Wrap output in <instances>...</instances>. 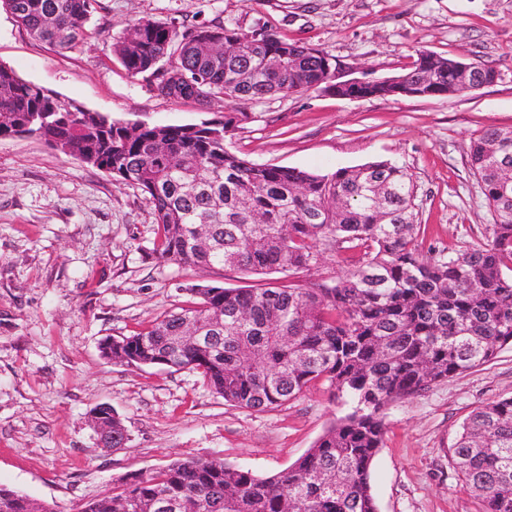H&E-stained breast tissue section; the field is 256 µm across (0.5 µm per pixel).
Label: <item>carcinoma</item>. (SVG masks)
Returning <instances> with one entry per match:
<instances>
[{
    "mask_svg": "<svg viewBox=\"0 0 512 512\" xmlns=\"http://www.w3.org/2000/svg\"><path fill=\"white\" fill-rule=\"evenodd\" d=\"M97 0H0L18 27L52 48L89 38ZM113 39L133 77L176 101L229 104L308 91L329 79L328 53L270 28L258 39L219 25L224 50L201 27L179 31L150 19ZM453 58L419 50L399 72L424 98L470 87ZM349 98H393L382 84L352 85ZM232 118L208 125L123 122L65 102L0 65V138L24 130L50 148L141 190L161 230L159 258L254 275L316 267L322 247L352 251L353 268L332 284L277 282L244 288L193 285L195 302L151 327L112 337V361L200 373L224 401L255 412L282 406L313 382L349 404L287 470L271 477L221 462L184 460L141 473L80 512H377L371 465L386 410L433 385L492 361L512 345V130L473 140L470 163L493 214L486 241L421 253L417 185L404 166L372 161L318 174L255 164L224 146ZM207 228L198 243L197 226ZM207 337L181 340L190 330ZM453 469L482 512H512V397L476 408L449 449ZM0 512H55L0 486Z\"/></svg>",
    "mask_w": 512,
    "mask_h": 512,
    "instance_id": "1",
    "label": "carcinoma"
}]
</instances>
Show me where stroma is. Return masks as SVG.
Listing matches in <instances>:
<instances>
[{
    "instance_id": "1",
    "label": "stroma",
    "mask_w": 512,
    "mask_h": 512,
    "mask_svg": "<svg viewBox=\"0 0 512 512\" xmlns=\"http://www.w3.org/2000/svg\"><path fill=\"white\" fill-rule=\"evenodd\" d=\"M172 27L271 26L375 76L417 51L491 65L505 78L465 95L341 98L318 90L202 107L164 97L128 74L112 41L133 22ZM88 44L53 50L0 10V63L65 100L126 122L190 125L234 117L228 149L259 164L321 174L373 160L405 166L417 184L423 251L485 240L492 214L469 163L490 127L512 128V0H98ZM141 191L33 137L0 139V485L81 506L177 460H216L270 477L311 448L345 408L325 385L264 412L229 405L200 374L134 368L102 357L106 336L130 335L189 306L190 284H260L237 270L158 258ZM327 249L317 268L277 281H333L349 267ZM512 395V346L489 363L394 404L372 467L379 512H481L449 464L463 421ZM112 406L123 448L100 447L89 421Z\"/></svg>"
}]
</instances>
